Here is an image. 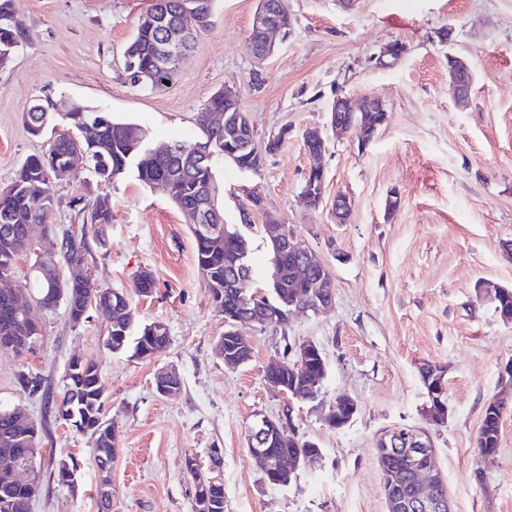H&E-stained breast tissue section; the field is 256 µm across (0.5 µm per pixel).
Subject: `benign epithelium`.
Segmentation results:
<instances>
[{"label": "benign epithelium", "mask_w": 512, "mask_h": 512, "mask_svg": "<svg viewBox=\"0 0 512 512\" xmlns=\"http://www.w3.org/2000/svg\"><path fill=\"white\" fill-rule=\"evenodd\" d=\"M149 23L163 29V38L156 43L154 52L163 63L175 59L182 53L179 40L187 31H201L210 23L208 11L199 7L187 9L180 15L178 27L169 28L165 18L159 13L151 14ZM284 35V24L275 14L274 6L268 0H260L259 8L254 15L250 32V42L255 52L270 55L275 50V38ZM449 87L458 100L467 98L468 93L460 90L467 79L471 67L461 58L452 57L448 65ZM224 97V107L210 110V120L216 127H224L235 138L243 139L245 147L256 142L251 123L243 115L237 92L232 88L220 91ZM384 111L383 104L376 98L364 95L357 100L338 95L332 104L330 112L331 130L338 135H350L360 146H366L371 138L362 135L365 123L375 112ZM304 149L317 159L321 153L312 147L324 142L323 132L310 127L302 134ZM267 234L286 244L288 253L294 257V262L288 270V281L307 283L308 288L302 297L289 305L288 314L296 312L315 314L329 308L334 302V276L325 264L317 261L310 251L300 246L296 237L287 234L286 225L270 219L267 221ZM235 345L224 348V365L239 367L250 360V346L238 333H233ZM316 358L324 359L321 349L311 341L301 342L295 350L293 360H283L272 364L266 372L267 383L280 392L288 401L314 402L320 392L315 386H307V392L299 390L298 376L305 363ZM424 385L427 390L428 403L425 416L434 424H442L448 416V405L445 403L447 382L446 368L441 365L425 364L421 366ZM357 411L356 403L347 396H339L325 415V422L333 428H341L348 424ZM249 454L264 461V475L269 484L285 486L302 465L313 466L322 458V451L316 447L305 454H290L288 456H273L268 452L271 443L287 442L289 429L281 419H273L263 414L254 415L248 426ZM378 456L387 457L396 453L410 459V471L403 474L390 470L384 483V495L388 512H452L449 497L440 492L444 485V477L437 462L435 449L429 433L424 429L395 428L386 431L377 441ZM16 483L30 497L39 493V479L36 470L24 459L15 465ZM414 484L415 493L407 496L402 492L403 485Z\"/></svg>", "instance_id": "7a95c632"}]
</instances>
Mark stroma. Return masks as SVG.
Masks as SVG:
<instances>
[{
    "label": "stroma",
    "instance_id": "35a3bbf8",
    "mask_svg": "<svg viewBox=\"0 0 512 512\" xmlns=\"http://www.w3.org/2000/svg\"><path fill=\"white\" fill-rule=\"evenodd\" d=\"M27 38L0 68V189L33 154L45 151L61 126L32 136L24 113L35 99L60 97L138 123L155 143L200 141L197 123L207 99L231 87L259 143L286 139L259 170L217 158L214 175L227 223H239L249 195L261 198L250 230L253 278L262 287L269 252L258 226L287 224L335 280V302L319 314H296L284 326H240L252 348L231 369L216 352L224 318L195 262L182 214L165 192L125 176L105 184L90 174L52 181L57 230L79 231L69 202L98 194L112 199L107 249L90 262L95 286L131 289L150 271L151 295L132 296L136 325L164 323L170 343L142 360L102 345L105 323L73 326L64 307L35 310L42 338L34 353L0 351V403L19 405L47 425L44 469L53 459L84 460L76 485L44 480L30 512H99L91 442L22 391L15 374L30 369L58 386L69 358L96 361L118 442L112 467V512H194V476L217 471L224 512H387L376 442L393 428L427 430L448 485L453 512H512V407L503 412L494 460L482 461L476 437L483 409L501 389L512 359V323L479 293L491 283L512 288V0H288L293 28L265 59L248 35L258 0H216L211 24L165 90L131 87L123 52L152 0H17ZM450 40H443L444 32ZM406 51L383 66V48ZM468 61L472 89L458 104L448 88V59ZM369 94L387 112L366 147L329 126L336 95ZM325 135L321 164L325 200L307 206L303 190L313 164L302 144L306 128ZM397 193L400 205L388 213ZM352 201L336 223L337 195ZM323 352L326 376L317 402H288L269 388L271 361L292 358L299 342ZM447 366L448 418L429 422L419 368ZM175 368L177 397L155 390L156 373ZM357 404L352 421L329 427L323 413L337 396ZM290 414L299 440L322 450L321 462L297 471L286 486L268 484L247 450L255 413ZM221 464L213 466L212 449Z\"/></svg>",
    "mask_w": 512,
    "mask_h": 512
}]
</instances>
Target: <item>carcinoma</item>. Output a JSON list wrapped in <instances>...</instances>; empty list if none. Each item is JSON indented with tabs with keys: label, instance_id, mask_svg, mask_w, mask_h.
I'll use <instances>...</instances> for the list:
<instances>
[{
	"label": "carcinoma",
	"instance_id": "obj_1",
	"mask_svg": "<svg viewBox=\"0 0 512 512\" xmlns=\"http://www.w3.org/2000/svg\"><path fill=\"white\" fill-rule=\"evenodd\" d=\"M169 22H174L185 8L194 6V0H161ZM0 40L8 38L17 46L26 39V33L16 20V0H0ZM163 36L161 29L148 25H138L128 43L124 57L131 56L135 46L143 50L136 59L141 81L125 74L131 86L163 90L172 81L177 64L164 71L165 83L156 82L159 74L156 58L152 55L155 42ZM67 103L64 98L37 99L25 113L26 123L31 134L42 133L49 117L54 116L65 127L47 151L32 155L16 171L11 183L0 190V273L12 272L16 259L24 254L26 236L38 231L45 236L53 233L47 219L56 205V199L49 190L53 180L76 179L88 171L101 182L110 183L119 177L131 175L145 185L153 183L161 176L169 180V199L183 216H188L197 208H206L213 223L219 230L229 233L227 241H217L198 232L197 226L189 225L194 239L195 260L206 287L218 312L228 308L245 306L239 291L231 287V280L245 265L251 264V243L247 230L252 224H229L224 219V209L219 203L220 188L216 183L213 166L194 164L186 151L193 144L178 142L180 151L168 155L149 156L144 153L142 143L148 140L147 130L141 125L113 118L112 113L94 108L85 112H59L56 105ZM224 106V99L209 97L205 108L200 112L199 125L203 143L210 146L213 154L228 159L238 167L257 164L261 157H251V151L229 142L222 128L213 126L208 119V107ZM82 153L86 166L81 169L69 167L71 155ZM70 206L82 214L81 232L75 234L64 231L58 252L43 260V263L61 269L88 267L91 256L90 242L101 249L107 247L108 228L112 224V200L107 194H99L92 199L75 197ZM271 255L270 275L289 269L293 258L285 248L274 245L265 239ZM34 302L38 307L51 310L64 305L73 325L88 321L97 315L107 324L104 346L115 354L132 353L137 359H149L163 352L169 343L168 329L161 322L146 324L133 329L134 314L130 308L128 293L117 289H100L91 281L76 283L67 276L55 275L51 281L37 273L29 276ZM155 288L150 273L140 272L134 279L135 292L147 296ZM293 288L288 279L281 277L280 287L267 284L263 295L252 302V307L264 311H285L293 300ZM10 295L0 291V350L24 356L28 349L21 337L33 333L30 321L19 325L11 312ZM124 312L121 318L114 317L116 311ZM19 387L30 395L42 393L53 413L88 436L98 435L99 444L93 448L91 462L96 471L112 472L116 452L109 451L110 444L97 434L106 423V402L99 365L91 360L76 364L74 359L67 362L58 392L44 386V378L32 371H20L15 376ZM505 401L497 403L493 410L484 411L482 424L490 429L493 438H499L500 420ZM43 425L28 418L18 408L0 404V499L8 500L7 512H29V497L15 486L11 462L24 457L27 449L37 448L41 442ZM83 462L73 456L55 461L54 475L62 484H70L69 470L80 469ZM186 467L196 479L195 494L206 497L212 504L210 512H224V484L216 475H202L197 470L194 459L186 460Z\"/></svg>",
	"mask_w": 512,
	"mask_h": 512
}]
</instances>
